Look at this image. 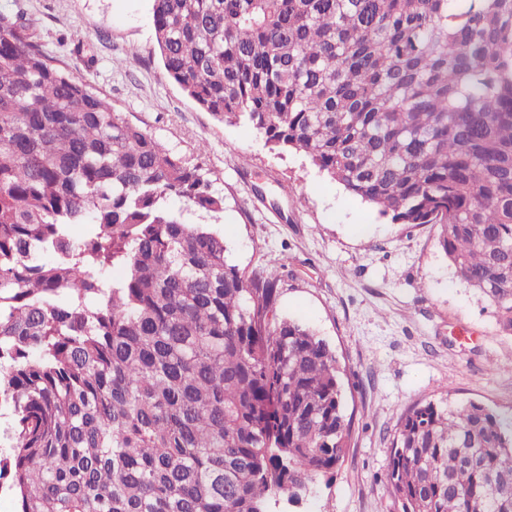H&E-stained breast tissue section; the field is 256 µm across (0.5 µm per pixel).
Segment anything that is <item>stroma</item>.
Returning <instances> with one entry per match:
<instances>
[{"instance_id": "35a3bbf8", "label": "stroma", "mask_w": 512, "mask_h": 512, "mask_svg": "<svg viewBox=\"0 0 512 512\" xmlns=\"http://www.w3.org/2000/svg\"><path fill=\"white\" fill-rule=\"evenodd\" d=\"M34 39L115 110L191 158L224 195L210 216L172 200L186 223L223 233L240 268H281L280 317L307 324L345 367L350 447L308 512H389L383 487L399 418L453 394L512 413V336L461 282L440 227L394 224L303 157L271 151L244 123L218 121L164 74L151 0H0Z\"/></svg>"}]
</instances>
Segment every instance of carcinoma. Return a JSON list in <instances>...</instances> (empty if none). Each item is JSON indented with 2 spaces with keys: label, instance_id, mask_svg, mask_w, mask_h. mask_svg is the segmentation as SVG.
<instances>
[{
  "label": "carcinoma",
  "instance_id": "cac0c4a2",
  "mask_svg": "<svg viewBox=\"0 0 512 512\" xmlns=\"http://www.w3.org/2000/svg\"><path fill=\"white\" fill-rule=\"evenodd\" d=\"M168 79L299 152L393 224H438L512 336V0H153ZM197 163L0 11V489L19 512H268L350 436L336 355L245 273ZM73 224H95L77 240ZM120 268L124 275L112 276ZM398 512H512V416L423 400L399 420Z\"/></svg>",
  "mask_w": 512,
  "mask_h": 512
}]
</instances>
